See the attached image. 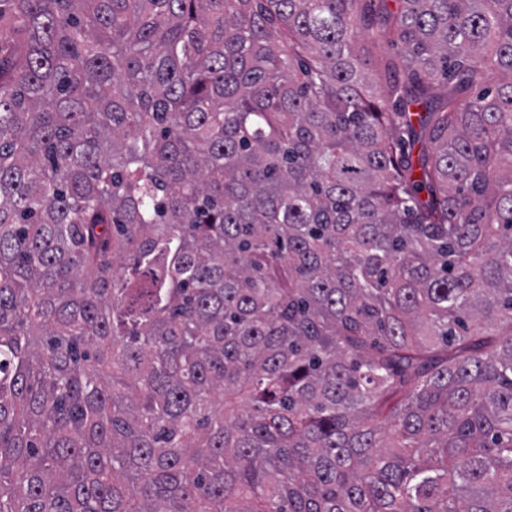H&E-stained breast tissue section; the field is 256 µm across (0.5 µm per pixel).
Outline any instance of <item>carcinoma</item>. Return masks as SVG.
Instances as JSON below:
<instances>
[{
  "label": "carcinoma",
  "mask_w": 512,
  "mask_h": 512,
  "mask_svg": "<svg viewBox=\"0 0 512 512\" xmlns=\"http://www.w3.org/2000/svg\"><path fill=\"white\" fill-rule=\"evenodd\" d=\"M373 2L0 0V512H512V0Z\"/></svg>",
  "instance_id": "carcinoma-1"
}]
</instances>
